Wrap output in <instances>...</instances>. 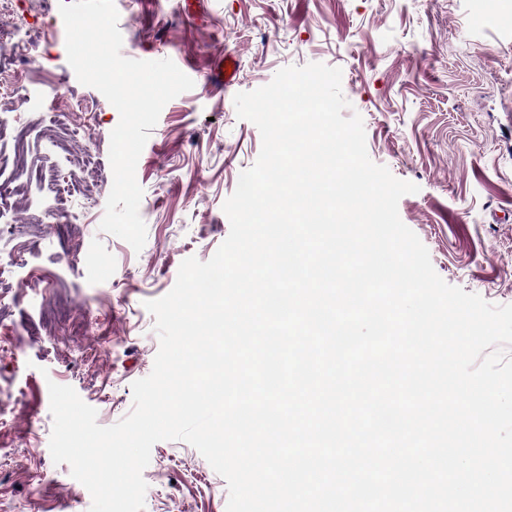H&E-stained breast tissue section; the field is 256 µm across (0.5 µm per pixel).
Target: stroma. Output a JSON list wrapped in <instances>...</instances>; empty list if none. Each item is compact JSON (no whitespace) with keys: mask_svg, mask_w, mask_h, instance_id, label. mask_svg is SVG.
<instances>
[{"mask_svg":"<svg viewBox=\"0 0 512 512\" xmlns=\"http://www.w3.org/2000/svg\"><path fill=\"white\" fill-rule=\"evenodd\" d=\"M114 3L124 57L172 60L194 82L163 107L136 166L147 227L138 252L100 229L120 116L69 65L59 0H20L32 27L23 52L0 39V72L31 92L13 126L51 124L40 98L60 85L59 108L77 113L75 153L45 140L31 146L44 175L71 193L68 232L46 233L55 222L49 199L16 200L0 219L6 263L15 225L42 216L0 301V512H89V491L50 453L48 385L73 387L105 427L132 411V384L151 373L159 349L144 303L173 288L185 259L208 261L227 238L223 204L262 146L233 99L282 67L341 69L370 159L419 187L398 213L437 274L489 303L512 304V0ZM227 55L239 65L228 88L218 77ZM83 149L101 172L74 193ZM143 477L144 512H226L225 479L186 442L155 443Z\"/></svg>","mask_w":512,"mask_h":512,"instance_id":"1","label":"stroma"}]
</instances>
